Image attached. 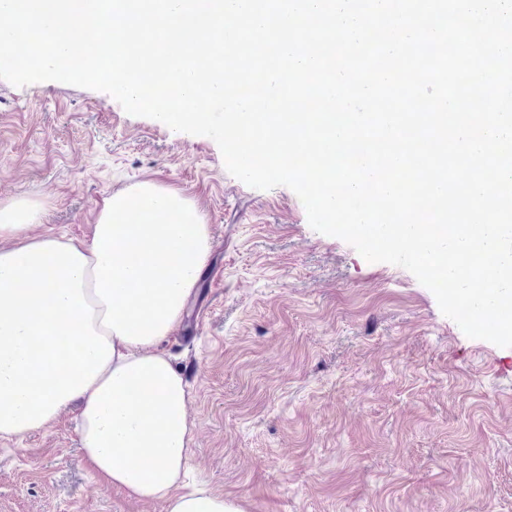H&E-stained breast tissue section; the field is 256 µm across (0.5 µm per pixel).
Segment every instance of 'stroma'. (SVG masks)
<instances>
[{
	"instance_id": "35a3bbf8",
	"label": "stroma",
	"mask_w": 512,
	"mask_h": 512,
	"mask_svg": "<svg viewBox=\"0 0 512 512\" xmlns=\"http://www.w3.org/2000/svg\"><path fill=\"white\" fill-rule=\"evenodd\" d=\"M177 190L210 231L164 349L189 388L186 482L242 512H512V347L467 337L406 269L314 231L288 187L256 190L209 137L109 94L0 79V205L89 241L106 198ZM0 512H165L83 457L74 411L0 438Z\"/></svg>"
}]
</instances>
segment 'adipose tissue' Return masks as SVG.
I'll use <instances>...</instances> for the list:
<instances>
[{"instance_id":"1","label":"adipose tissue","mask_w":512,"mask_h":512,"mask_svg":"<svg viewBox=\"0 0 512 512\" xmlns=\"http://www.w3.org/2000/svg\"><path fill=\"white\" fill-rule=\"evenodd\" d=\"M39 203L0 206V437L77 404L93 468L167 512H242L203 489L175 493L191 442L190 394L163 349L209 250L179 193L152 182L105 199L89 244L29 237Z\"/></svg>"}]
</instances>
